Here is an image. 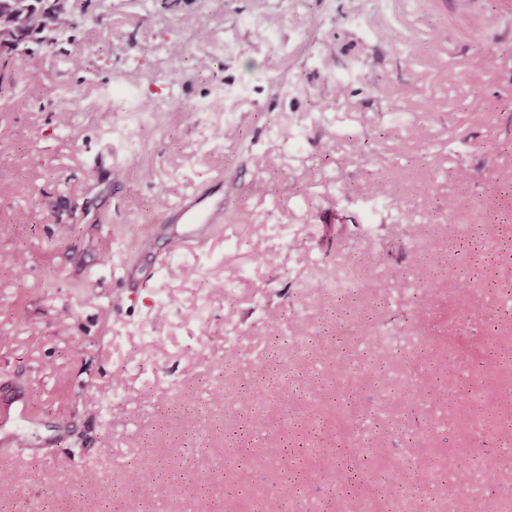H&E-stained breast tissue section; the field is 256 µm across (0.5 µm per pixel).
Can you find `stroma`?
Listing matches in <instances>:
<instances>
[{
	"label": "stroma",
	"instance_id": "35a3bbf8",
	"mask_svg": "<svg viewBox=\"0 0 512 512\" xmlns=\"http://www.w3.org/2000/svg\"><path fill=\"white\" fill-rule=\"evenodd\" d=\"M67 8L71 41L0 93V403L29 408L0 512H377L328 480L340 444L408 472L412 512H500L512 0ZM219 177L223 224L168 252L159 217ZM348 266V300L319 288Z\"/></svg>",
	"mask_w": 512,
	"mask_h": 512
}]
</instances>
